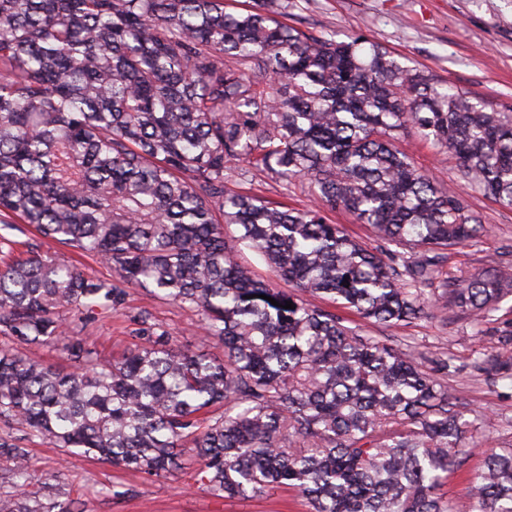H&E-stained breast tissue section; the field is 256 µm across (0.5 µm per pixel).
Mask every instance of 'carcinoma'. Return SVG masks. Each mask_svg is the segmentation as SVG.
<instances>
[{"instance_id":"1","label":"carcinoma","mask_w":512,"mask_h":512,"mask_svg":"<svg viewBox=\"0 0 512 512\" xmlns=\"http://www.w3.org/2000/svg\"><path fill=\"white\" fill-rule=\"evenodd\" d=\"M286 15L288 0H0V224L112 269L104 281L39 255L0 263V333L51 340L64 311L116 310L142 288L198 312L224 347L178 349L144 313L147 345L112 362L79 339L70 371L0 351V421L155 477L189 441L192 479L224 499L279 488L309 512H450L441 489L480 426L448 396V360L428 368L317 301L397 327L427 308L479 321L512 296L511 263L446 268L486 226L399 139L418 129L511 207L512 115ZM233 161L244 183L307 180L314 203L228 188ZM336 209L376 245L331 223ZM474 368L512 380L495 348ZM0 456L22 479L0 512H71L60 487L29 489V449L0 436ZM473 495L479 512H512V443L489 450Z\"/></svg>"}]
</instances>
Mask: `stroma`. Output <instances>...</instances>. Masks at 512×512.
Listing matches in <instances>:
<instances>
[{
  "label": "stroma",
  "mask_w": 512,
  "mask_h": 512,
  "mask_svg": "<svg viewBox=\"0 0 512 512\" xmlns=\"http://www.w3.org/2000/svg\"><path fill=\"white\" fill-rule=\"evenodd\" d=\"M287 22L316 34L335 32L337 39L360 35L392 52L403 65L470 92L497 107L512 109V0H290ZM403 146L419 166L444 185L453 186L490 231L475 242L454 249L448 268L466 274L488 271L491 260L512 261V208L485 197L462 179L457 161L421 142L414 129L400 134ZM251 194L294 207L311 204L304 181L282 186L261 177L248 186ZM148 313L169 329L176 347L221 355L220 346L202 341L199 317L186 306L131 289L119 309L92 314H66L67 334L32 346L0 334V348L26 352L61 363L67 337L82 339L109 360L146 345L137 320ZM365 333L389 339L398 349L427 358H448L457 367L449 375L454 398L479 412L480 447L463 467L448 477V503L453 512H476L472 481L482 469L485 451L512 441V381H490L473 371L471 362L485 349L498 346L512 330V297L503 300L490 321L476 325L451 312H429L407 326L380 328L363 323ZM0 435L20 439L29 448L36 479L59 482L71 512H307L304 498L272 490L260 497L224 499L194 484L199 464L184 448L182 468L166 477L127 472L107 463L57 448L21 427L0 423ZM121 485L124 496L112 495Z\"/></svg>",
  "instance_id": "stroma-1"
}]
</instances>
